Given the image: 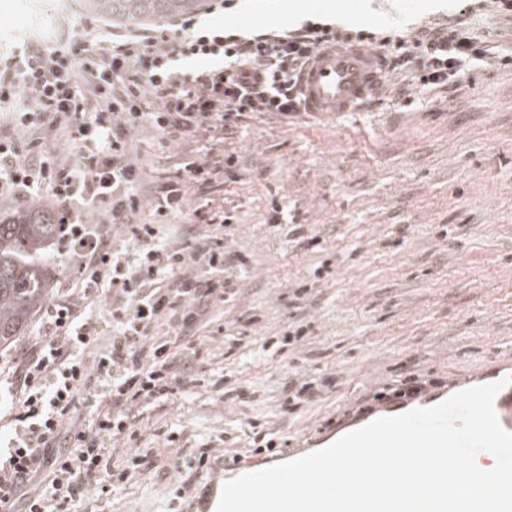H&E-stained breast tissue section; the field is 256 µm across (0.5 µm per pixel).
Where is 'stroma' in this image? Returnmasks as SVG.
Wrapping results in <instances>:
<instances>
[{"label": "stroma", "mask_w": 512, "mask_h": 512, "mask_svg": "<svg viewBox=\"0 0 512 512\" xmlns=\"http://www.w3.org/2000/svg\"><path fill=\"white\" fill-rule=\"evenodd\" d=\"M493 10L492 0H249L231 20L254 29L332 21L397 38L463 17L485 36L488 59L424 91L410 74L388 73L360 110L341 115L255 112L222 142L164 144L150 126L134 132L149 173L236 153L239 178L212 197L234 212L224 246L243 263L232 269L234 300L176 340L196 351L194 384L136 415L154 466L89 490L78 512H199L197 498L177 493L190 449L220 456L229 437L242 467L284 462L359 421V408L408 371L427 380L431 396L512 355V18ZM274 201L320 248L269 223ZM307 282L314 288L295 310L290 291ZM297 316L310 325L301 342L263 349ZM37 329L0 348L1 447L17 411L13 368ZM297 372L325 384L292 412L286 384ZM170 434L178 445L166 444ZM266 437L290 446L260 449Z\"/></svg>", "instance_id": "1"}]
</instances>
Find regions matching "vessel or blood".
Returning a JSON list of instances; mask_svg holds the SVG:
<instances>
[{
  "label": "vessel or blood",
  "instance_id": "1",
  "mask_svg": "<svg viewBox=\"0 0 512 512\" xmlns=\"http://www.w3.org/2000/svg\"><path fill=\"white\" fill-rule=\"evenodd\" d=\"M380 61L368 47L326 45L301 75L306 111L341 114L356 109L381 79ZM501 426L512 432V384L496 396Z\"/></svg>",
  "mask_w": 512,
  "mask_h": 512
}]
</instances>
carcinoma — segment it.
<instances>
[{"instance_id":"obj_1","label":"carcinoma","mask_w":512,"mask_h":512,"mask_svg":"<svg viewBox=\"0 0 512 512\" xmlns=\"http://www.w3.org/2000/svg\"><path fill=\"white\" fill-rule=\"evenodd\" d=\"M86 12L111 20L139 22L178 15L195 0H76ZM59 232L39 206L0 214V347L22 335L49 294L43 258Z\"/></svg>"}]
</instances>
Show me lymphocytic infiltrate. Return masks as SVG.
<instances>
[{
    "instance_id": "f902f5d3",
    "label": "lymphocytic infiltrate",
    "mask_w": 512,
    "mask_h": 512,
    "mask_svg": "<svg viewBox=\"0 0 512 512\" xmlns=\"http://www.w3.org/2000/svg\"><path fill=\"white\" fill-rule=\"evenodd\" d=\"M236 0H205L203 16L154 28L116 29L95 19L71 21L49 40L29 38L0 54V188L21 201L39 194L59 207L60 250L78 286L42 308L36 341L14 376L15 439L0 454V512H66L108 482L110 445L126 450L131 470L154 457L137 447L129 412L190 387L176 369L173 338L198 330L214 303L227 302L235 257L213 225L231 217L209 204L190 208L187 184L211 192L236 179V159L185 161L146 181L131 135L150 124L166 143L231 136L248 113L285 116L301 109L299 76L325 44L367 40L364 31L328 23L246 29L219 15ZM390 68L415 73L421 87H445L485 51L455 25L398 40ZM192 210L203 229L172 245L160 231ZM148 221H140L141 212ZM106 315H93L102 298ZM112 332V348L96 339ZM99 405L78 420L85 402ZM67 436L66 452L55 451ZM131 470L119 472L125 480Z\"/></svg>"
}]
</instances>
